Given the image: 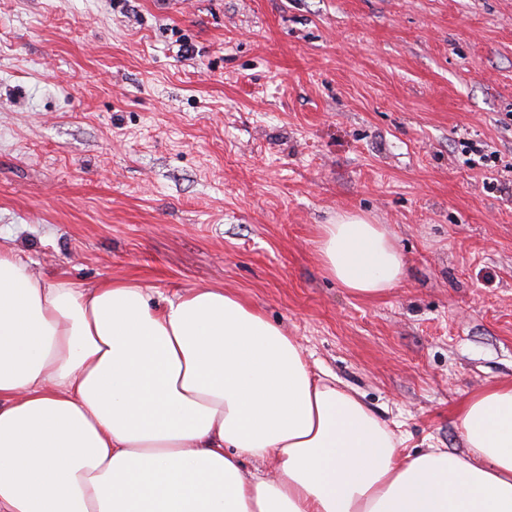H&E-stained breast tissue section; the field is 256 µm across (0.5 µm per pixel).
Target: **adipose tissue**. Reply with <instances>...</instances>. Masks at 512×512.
I'll list each match as a JSON object with an SVG mask.
<instances>
[{"instance_id":"ef3b65f1","label":"adipose tissue","mask_w":512,"mask_h":512,"mask_svg":"<svg viewBox=\"0 0 512 512\" xmlns=\"http://www.w3.org/2000/svg\"><path fill=\"white\" fill-rule=\"evenodd\" d=\"M319 258L361 298L403 275L358 215ZM457 421L462 452L405 453L238 296L50 282L0 247V512H512V379Z\"/></svg>"}]
</instances>
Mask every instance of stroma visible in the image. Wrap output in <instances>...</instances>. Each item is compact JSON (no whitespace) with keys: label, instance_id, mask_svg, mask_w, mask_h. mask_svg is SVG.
Instances as JSON below:
<instances>
[{"label":"stroma","instance_id":"stroma-1","mask_svg":"<svg viewBox=\"0 0 512 512\" xmlns=\"http://www.w3.org/2000/svg\"><path fill=\"white\" fill-rule=\"evenodd\" d=\"M512 0H0V245L46 278L221 288L406 452L512 377ZM384 225L374 298L319 227ZM319 258L327 273L361 298L374 297L400 281L403 262L389 232L358 215L320 225Z\"/></svg>","mask_w":512,"mask_h":512}]
</instances>
